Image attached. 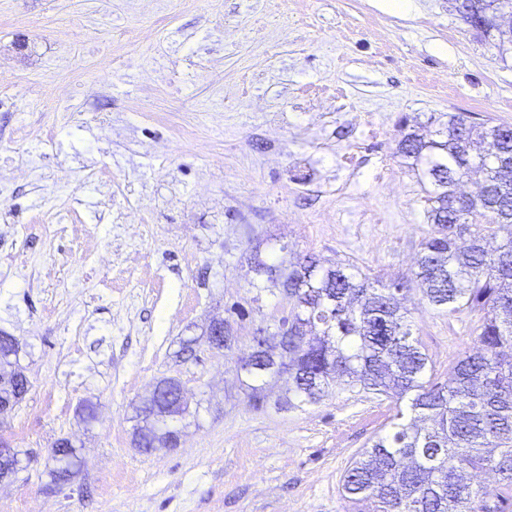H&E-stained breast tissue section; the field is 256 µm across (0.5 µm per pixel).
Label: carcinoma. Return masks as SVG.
Wrapping results in <instances>:
<instances>
[{
    "mask_svg": "<svg viewBox=\"0 0 512 512\" xmlns=\"http://www.w3.org/2000/svg\"><path fill=\"white\" fill-rule=\"evenodd\" d=\"M397 153L429 185L427 219L433 229L420 244L414 280L433 310L480 314V347L449 369L448 379L427 378L429 357L402 305L408 282L371 281L351 265L306 254L283 267L255 252V295L279 289L291 304L270 349L266 328L256 329L244 371L249 406L269 403L274 377L288 378L282 409L319 403L344 382L391 399L392 430L372 440L346 472L344 499L358 512H505L491 510L474 480L493 474L500 503L512 500V126L476 122L450 112L427 138L415 120H400ZM482 174L485 190L464 195L467 170ZM468 236L465 242L459 241ZM498 246L486 248L489 238ZM179 382L156 384V401L137 409L133 443L154 450L155 427L172 426L186 409L174 406ZM55 467L51 482L75 474L76 450Z\"/></svg>",
    "mask_w": 512,
    "mask_h": 512,
    "instance_id": "obj_1",
    "label": "carcinoma"
}]
</instances>
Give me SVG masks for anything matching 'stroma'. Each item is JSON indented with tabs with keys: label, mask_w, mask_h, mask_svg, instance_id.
Returning <instances> with one entry per match:
<instances>
[{
	"label": "stroma",
	"mask_w": 512,
	"mask_h": 512,
	"mask_svg": "<svg viewBox=\"0 0 512 512\" xmlns=\"http://www.w3.org/2000/svg\"><path fill=\"white\" fill-rule=\"evenodd\" d=\"M448 112L512 125V55L453 0H0V131H27L0 140V331L28 380L0 416L22 459L0 512H354L342 479L390 401L339 385L254 411L253 322L221 352L207 325L252 297L270 236L410 276L432 226L397 124ZM406 305L444 381L478 318ZM163 378L189 398L182 441L143 454L133 409ZM63 437L81 465L57 487Z\"/></svg>",
	"instance_id": "stroma-1"
}]
</instances>
